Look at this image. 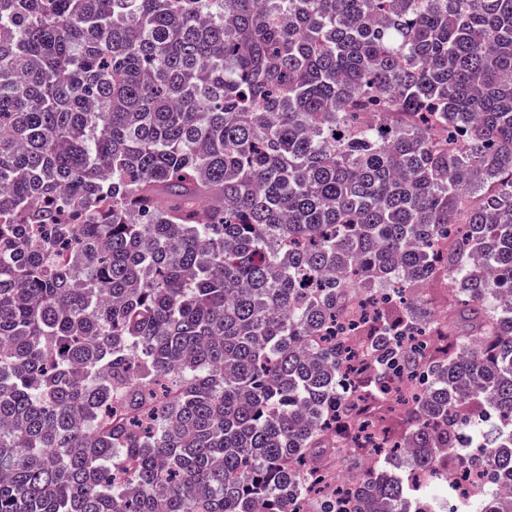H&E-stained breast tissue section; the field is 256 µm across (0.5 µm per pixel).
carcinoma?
I'll use <instances>...</instances> for the list:
<instances>
[{
	"mask_svg": "<svg viewBox=\"0 0 512 512\" xmlns=\"http://www.w3.org/2000/svg\"><path fill=\"white\" fill-rule=\"evenodd\" d=\"M0 350V512L512 487V0H0ZM456 499L459 502H466L473 499H480L482 494V479L479 475H472L462 481L456 480Z\"/></svg>",
	"mask_w": 512,
	"mask_h": 512,
	"instance_id": "carcinoma-1",
	"label": "carcinoma"
}]
</instances>
